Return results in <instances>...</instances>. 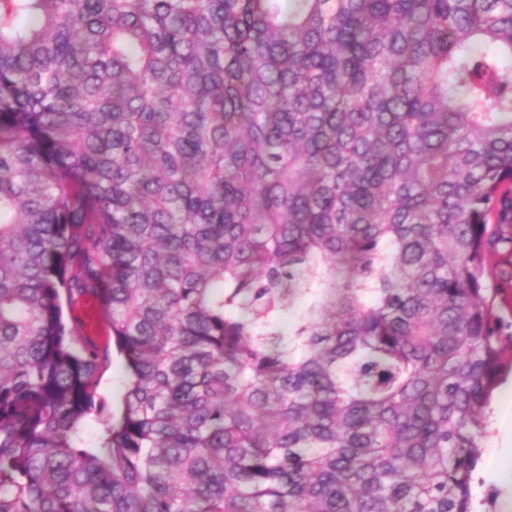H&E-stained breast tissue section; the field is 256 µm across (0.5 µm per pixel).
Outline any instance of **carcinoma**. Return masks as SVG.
<instances>
[{
    "label": "carcinoma",
    "instance_id": "obj_1",
    "mask_svg": "<svg viewBox=\"0 0 512 512\" xmlns=\"http://www.w3.org/2000/svg\"><path fill=\"white\" fill-rule=\"evenodd\" d=\"M509 224L512 0H0V512H473ZM81 325L79 326L84 339L96 346H100V341L104 336H100L103 331L104 315L100 307L94 303H85L80 306ZM109 350L108 364L103 366L99 372L102 378L97 388V397H105L112 410V404L113 406L117 405L123 393L124 368L120 358L115 353L112 354V340Z\"/></svg>",
    "mask_w": 512,
    "mask_h": 512
}]
</instances>
